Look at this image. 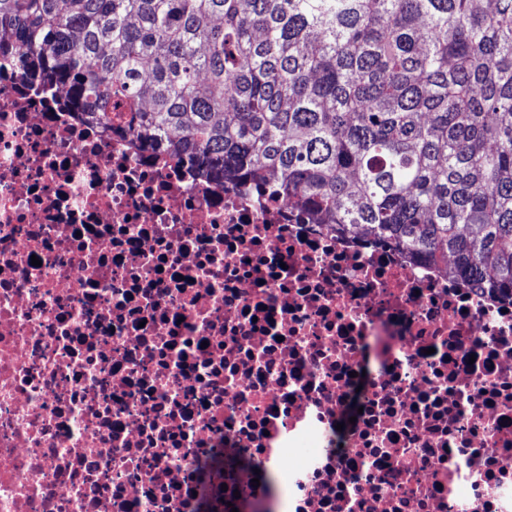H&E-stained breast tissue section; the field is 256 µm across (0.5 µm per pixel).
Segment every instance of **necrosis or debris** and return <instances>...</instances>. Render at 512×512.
Here are the masks:
<instances>
[{"instance_id":"necrosis-or-debris-1","label":"necrosis or debris","mask_w":512,"mask_h":512,"mask_svg":"<svg viewBox=\"0 0 512 512\" xmlns=\"http://www.w3.org/2000/svg\"><path fill=\"white\" fill-rule=\"evenodd\" d=\"M66 97L0 59V512H512V305Z\"/></svg>"}]
</instances>
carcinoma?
<instances>
[{
	"mask_svg": "<svg viewBox=\"0 0 512 512\" xmlns=\"http://www.w3.org/2000/svg\"><path fill=\"white\" fill-rule=\"evenodd\" d=\"M18 55L162 164L512 300V0H0Z\"/></svg>",
	"mask_w": 512,
	"mask_h": 512,
	"instance_id": "carcinoma-1",
	"label": "carcinoma"
}]
</instances>
